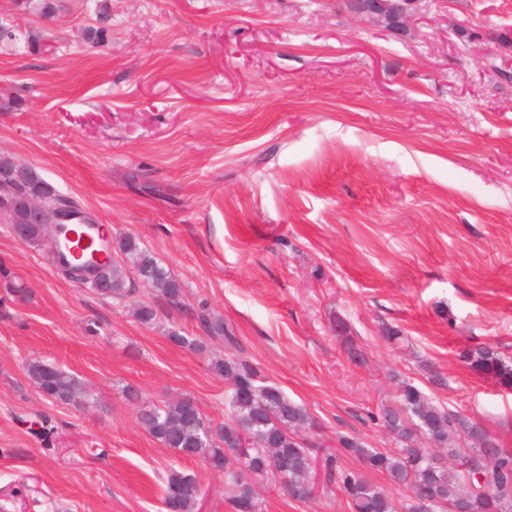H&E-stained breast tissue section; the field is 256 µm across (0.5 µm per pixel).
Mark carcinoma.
Segmentation results:
<instances>
[{
	"mask_svg": "<svg viewBox=\"0 0 512 512\" xmlns=\"http://www.w3.org/2000/svg\"><path fill=\"white\" fill-rule=\"evenodd\" d=\"M356 9L399 16L394 0L359 2ZM3 172L21 181L20 192L26 198H53L70 211L79 209L73 199L61 195L27 165L1 159ZM108 250L110 258L98 274L107 285L106 295L125 297L131 279L136 278L168 304H180L182 281L139 240L126 236ZM195 317L208 338L238 346L233 329L206 304L198 306ZM461 359L473 373L512 389V355L483 344L465 350ZM211 368L227 385L224 427L212 428L185 396L142 408L139 421L164 447L224 468V499L231 512H262V499L255 489L259 479L268 481L272 491H285L297 501L309 500L319 466L326 485H335L346 497L350 512H424L426 504L433 512H447L445 505L454 502L460 503L463 512H512V449H501L482 465L483 476L493 485L491 491H484L467 458L484 457L487 449L499 445L498 440L408 381L398 383L394 401L381 404L371 414L390 438L388 449L372 448L353 436L337 437L342 452L358 462L351 469L341 464L336 452L326 453L319 461L309 453L303 434L316 427L314 420L279 387L264 381L247 359L217 358ZM25 372L53 402L71 404L82 393L77 376L44 360L28 361ZM372 472L386 475L401 490V497L372 482ZM195 485L194 476L172 469L166 475L163 501L177 503L179 512H195L196 497L190 492Z\"/></svg>",
	"mask_w": 512,
	"mask_h": 512,
	"instance_id": "cac0c4a2",
	"label": "carcinoma"
}]
</instances>
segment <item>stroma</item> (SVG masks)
Wrapping results in <instances>:
<instances>
[{
    "label": "stroma",
    "instance_id": "35a3bbf8",
    "mask_svg": "<svg viewBox=\"0 0 512 512\" xmlns=\"http://www.w3.org/2000/svg\"><path fill=\"white\" fill-rule=\"evenodd\" d=\"M52 2L0 0V157L139 239L185 294L100 296L0 222V512H163L173 468L201 512H231L223 473L138 420L190 396L223 425L225 347L198 328L202 302L314 419L313 456L340 435L388 447L368 413L401 380L512 448V390L460 358L512 354V0H415L397 19L351 0ZM34 358L85 395L47 400ZM263 512L349 508L323 486L265 494Z\"/></svg>",
    "mask_w": 512,
    "mask_h": 512
}]
</instances>
